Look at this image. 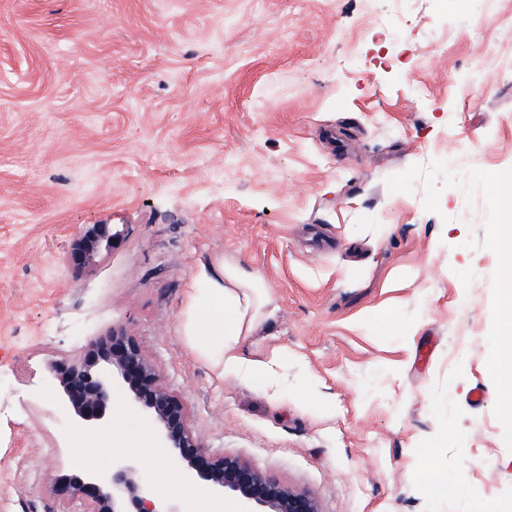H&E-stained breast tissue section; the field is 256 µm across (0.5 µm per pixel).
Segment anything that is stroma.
<instances>
[{"mask_svg":"<svg viewBox=\"0 0 512 512\" xmlns=\"http://www.w3.org/2000/svg\"><path fill=\"white\" fill-rule=\"evenodd\" d=\"M503 171L512 0H0V512H54L56 482L111 469V426L57 442L81 426L42 361L112 330L205 448L320 512L511 502ZM87 224L123 239L79 271ZM219 256L273 288L253 349L287 352L291 386L317 378L335 415L218 379L187 343L192 279ZM121 427L170 471L148 415ZM502 237L496 239L501 253L503 278L497 306L504 334L497 336L492 358L493 369L501 385L498 410L501 418L512 422V225L500 224Z\"/></svg>","mask_w":512,"mask_h":512,"instance_id":"1","label":"stroma"}]
</instances>
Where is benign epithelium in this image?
I'll return each instance as SVG.
<instances>
[{
    "label": "benign epithelium",
    "mask_w": 512,
    "mask_h": 512,
    "mask_svg": "<svg viewBox=\"0 0 512 512\" xmlns=\"http://www.w3.org/2000/svg\"><path fill=\"white\" fill-rule=\"evenodd\" d=\"M120 237L110 224L86 225L71 243L69 263L87 270L95 259L108 256ZM46 371L60 387L61 405L88 432L109 421L114 383L125 384L129 403L154 417L171 458L203 492L222 491L249 512H319L309 493L280 484L242 459L203 448L191 429L187 404L168 389L134 337L109 332L75 355L48 360ZM54 494L60 512L73 502L82 503L85 512H176L165 504L160 488L141 481L139 469L123 458L112 461L109 473L59 483Z\"/></svg>",
    "instance_id": "obj_1"
}]
</instances>
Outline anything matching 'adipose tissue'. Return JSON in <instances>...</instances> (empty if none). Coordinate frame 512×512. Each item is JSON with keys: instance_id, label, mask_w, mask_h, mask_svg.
<instances>
[{"instance_id": "obj_1", "label": "adipose tissue", "mask_w": 512, "mask_h": 512, "mask_svg": "<svg viewBox=\"0 0 512 512\" xmlns=\"http://www.w3.org/2000/svg\"><path fill=\"white\" fill-rule=\"evenodd\" d=\"M496 243L503 278L497 306L503 333L496 339L493 369L501 385L498 410L512 422V225L500 227ZM272 289L260 275L238 264L217 259L212 271L193 280L182 312V329L189 345L216 376L256 385L271 402L288 400V381L280 374L287 355L256 356L244 348L257 328L274 317Z\"/></svg>"}]
</instances>
